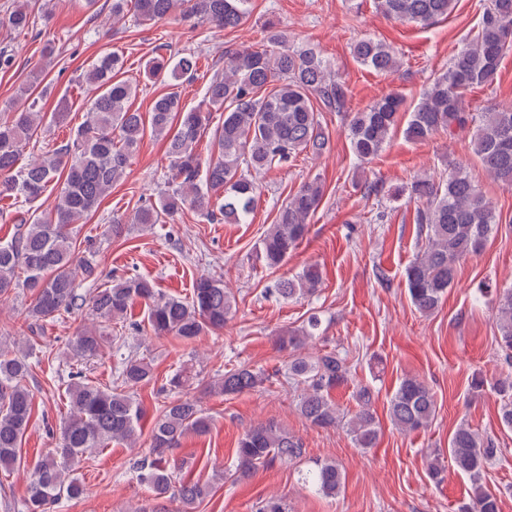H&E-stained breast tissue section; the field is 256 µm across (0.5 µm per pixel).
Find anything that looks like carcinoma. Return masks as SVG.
I'll return each instance as SVG.
<instances>
[{"label": "carcinoma", "instance_id": "obj_1", "mask_svg": "<svg viewBox=\"0 0 512 512\" xmlns=\"http://www.w3.org/2000/svg\"><path fill=\"white\" fill-rule=\"evenodd\" d=\"M250 0H112V19L132 14L138 23H155L180 10L184 17L209 22L226 29L238 27L249 15ZM454 0H377V9L402 23L429 26L448 16ZM6 23L16 31L29 28L30 10L18 4ZM512 47V0H488L477 34L463 45L448 69L432 79L415 106L405 130L411 140L425 141L446 132L450 136L471 134L473 153L494 180L512 184V106L493 108L476 117L463 105L466 92L493 81L500 62ZM356 60L378 73L400 67L399 58L386 45L364 39L353 46ZM198 56L157 55L146 61L149 79L177 83L194 75ZM123 61L107 55L93 63L82 81L95 87L89 117L71 141L54 151L18 166L23 147L42 127L46 113L31 89L42 83L35 74L21 91L24 105L0 119V200L31 205L50 186H58L53 209L21 217L11 241L0 245V301L22 288L31 296L28 317L37 325L71 313L88 301L98 319L66 343L68 412L62 421L56 447L37 464L27 487L24 512H54L64 499L84 496L86 488L75 476L74 466L84 456L117 442L133 448L139 438L142 410L127 389L153 377L151 362L127 355L116 366L120 387L102 386L89 379L74 363L97 356L112 344V323L128 318L134 303L147 308V323L157 337L174 336L192 341L224 329L235 300L224 281L211 276L195 280L189 298L168 296L144 278L111 276L110 284L83 298L76 287L77 273L95 282L100 273L93 256L74 261L76 240L72 225L95 211L112 185L126 176L129 158L137 151L146 131L168 140L170 190L136 211L134 223L151 226L189 207L210 221L242 224L254 210L262 185L256 175L274 166H284L303 153L319 156L327 149L322 127L323 112H347L349 90L335 69L311 48L292 45L288 32L267 27L266 46L224 54V74L205 88L202 102L186 107L177 92L158 96L148 118L132 111L128 100L137 85L118 77ZM402 99L395 95L374 101L349 121L355 156L369 160L378 155L396 126ZM224 113L223 123L213 131L216 156L202 163L195 153L198 139L209 130L212 112ZM418 202L417 236L421 249L406 269L410 299L419 313L433 314L455 280L460 262L478 254L492 233L497 216L490 202L471 182L466 170L453 167L447 179L435 182L417 179L410 186ZM324 186L308 180L279 208L259 243L260 259L277 269L301 243L308 221L318 209ZM322 282L318 266H305L295 276L281 277L274 292L284 300L314 294ZM498 329L497 343L507 363H512V288L495 290L493 307ZM320 322L312 317L301 329L280 339L283 350L297 352L316 336ZM29 351L14 350L0 343V466L18 461L24 434L32 416ZM288 378L303 385L296 403L299 414L323 429L346 426L355 447L376 446L379 423L372 410L373 391H356L358 411L344 420L331 392L349 381L346 358L331 350L315 357L295 356L286 364ZM269 381L261 369L240 364L224 371L213 389L224 396L254 391ZM502 397L500 421L512 428V375L497 383ZM393 426L411 434L431 425L436 400L420 378L406 375L389 401ZM211 419L197 400L179 396L168 401L153 421L149 456L137 464L139 479L154 499L173 495L192 512L195 504L211 492V485L184 478L172 484L171 452L192 432L205 435ZM301 439L272 421L244 430L237 442L233 476L250 475L259 465L303 456ZM495 441L466 422L448 439V457L453 468L468 477L472 497L457 512H500L499 498L483 484L487 465L497 456ZM301 484L325 497L337 496L344 484L341 467L332 460H319L301 472Z\"/></svg>", "mask_w": 512, "mask_h": 512}]
</instances>
